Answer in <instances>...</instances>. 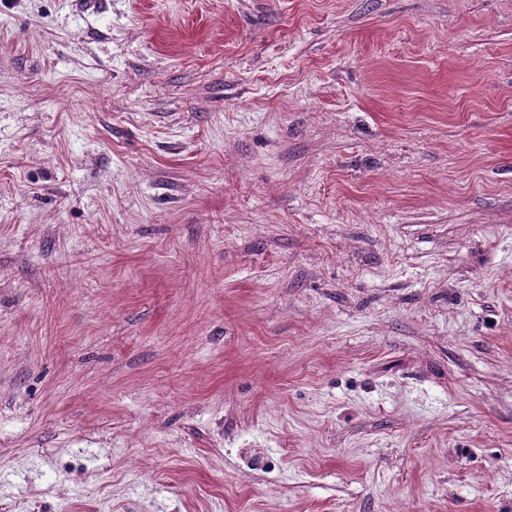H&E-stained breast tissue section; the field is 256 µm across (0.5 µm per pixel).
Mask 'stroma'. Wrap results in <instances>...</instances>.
<instances>
[{
    "mask_svg": "<svg viewBox=\"0 0 512 512\" xmlns=\"http://www.w3.org/2000/svg\"><path fill=\"white\" fill-rule=\"evenodd\" d=\"M0 512H512V0H0Z\"/></svg>",
    "mask_w": 512,
    "mask_h": 512,
    "instance_id": "stroma-1",
    "label": "stroma"
}]
</instances>
